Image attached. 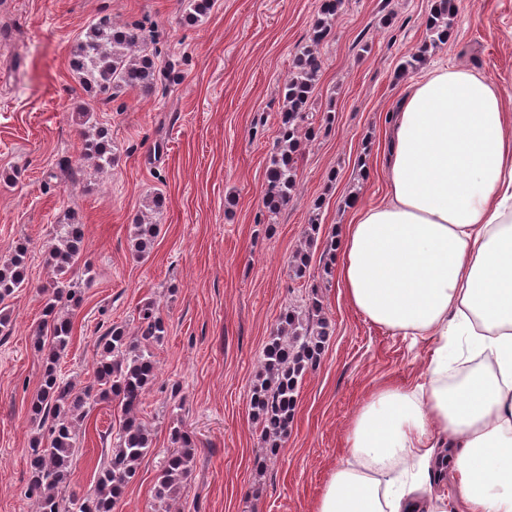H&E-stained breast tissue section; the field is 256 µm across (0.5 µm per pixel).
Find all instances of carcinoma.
<instances>
[{
  "mask_svg": "<svg viewBox=\"0 0 512 512\" xmlns=\"http://www.w3.org/2000/svg\"><path fill=\"white\" fill-rule=\"evenodd\" d=\"M182 18L198 22L206 17L214 0H178ZM344 0H321L320 17L308 36V44L296 56L281 95L283 110L278 134L266 170L263 204L274 215L287 206L299 184L298 156L303 146L317 139L332 125L331 115L316 119L308 112L321 59L319 47L331 35L332 21L342 10ZM456 0H435L424 21L428 33L416 51L403 57L401 75L418 72L429 53L448 41ZM70 65L82 90L92 99L101 95L115 98L129 88L150 91L161 68L157 53L148 51L142 29L118 26L101 18L87 28L71 52ZM90 109L75 113L81 126L80 160L95 170L110 168L116 155L108 132L100 127L86 130ZM310 232L294 252L289 263L291 279L305 276L310 247L318 239V218L310 220ZM158 234V225L143 214L135 219L131 234L132 256L145 259ZM83 246V225L59 224L46 249V261L53 279L43 287L46 293L42 318L35 328L33 344L44 353L40 386L30 402V414L37 429L28 449V498L36 503L35 512H117L119 501L135 477L139 462L152 450L149 429L139 417L148 388L157 380L158 366L153 344L167 336L165 319L154 301L137 309V327L132 332L125 324H112L100 336L93 377L81 384L58 370L73 336V311L83 301L82 284L72 278ZM28 241H20L9 257L0 258V334L9 330L10 300L29 285ZM323 305L317 289H311L303 304L289 307L279 318L267 342L261 372L251 388L252 410L262 426L261 437L270 453L280 447L293 421L299 388L305 373L317 364L329 337L322 316ZM113 400L123 412L121 427L113 437L110 459L103 462L93 477L91 490L68 501L59 488L71 474L79 451L80 433L87 409L99 401ZM172 450L162 461L155 486L156 498L166 503L167 512L188 480L196 443L188 431L175 427L170 433Z\"/></svg>",
  "mask_w": 512,
  "mask_h": 512,
  "instance_id": "obj_1",
  "label": "carcinoma"
}]
</instances>
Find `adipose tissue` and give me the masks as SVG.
I'll return each instance as SVG.
<instances>
[{
  "mask_svg": "<svg viewBox=\"0 0 512 512\" xmlns=\"http://www.w3.org/2000/svg\"><path fill=\"white\" fill-rule=\"evenodd\" d=\"M387 198L336 239L350 306L434 341L421 383L383 384L346 433L315 512H512V98L464 67L429 69L389 114Z\"/></svg>",
  "mask_w": 512,
  "mask_h": 512,
  "instance_id": "1",
  "label": "adipose tissue"
}]
</instances>
